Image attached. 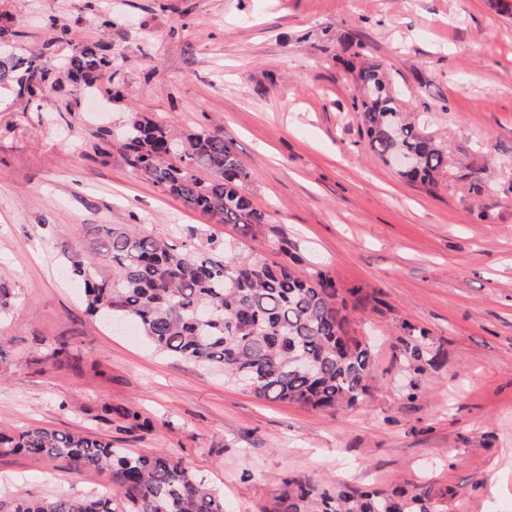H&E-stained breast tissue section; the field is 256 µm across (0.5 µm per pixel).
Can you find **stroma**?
Here are the masks:
<instances>
[{"label": "stroma", "instance_id": "obj_1", "mask_svg": "<svg viewBox=\"0 0 512 512\" xmlns=\"http://www.w3.org/2000/svg\"><path fill=\"white\" fill-rule=\"evenodd\" d=\"M0 20L22 44L64 26L115 60L94 97L66 81L35 106L0 92V431L168 453L226 512H260L304 476L424 487L437 512L512 502V16L489 0H0ZM364 62L387 65L455 160L450 179L409 183L370 150L351 109ZM134 112L222 130L264 231L211 223L129 166L115 130ZM90 224L206 254L230 242L370 298L350 328L372 343V389L340 411L270 402L222 367L105 328L68 276ZM422 331L420 366L401 340ZM111 488L106 471L0 455L5 503Z\"/></svg>", "mask_w": 512, "mask_h": 512}]
</instances>
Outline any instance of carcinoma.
<instances>
[{"mask_svg":"<svg viewBox=\"0 0 512 512\" xmlns=\"http://www.w3.org/2000/svg\"><path fill=\"white\" fill-rule=\"evenodd\" d=\"M49 42L69 47L65 76L91 90L112 71V56L98 41L59 29ZM54 63L42 48L9 45L0 51V89L29 101L54 81ZM358 114L371 151L390 164L408 155L413 166L397 174L428 189L448 170V154L406 118L402 94L375 63L359 69ZM128 164L216 224H237L254 234L268 223L247 194L250 173L220 132L178 133L135 114L122 134ZM205 171L209 178L199 173ZM86 255L73 262L90 313L129 322L158 351L224 368L260 399L311 409L351 408L374 381L369 344L349 335L346 300L332 279L308 276L287 262L266 263L243 254H198L134 224L94 225ZM112 275L92 278L96 262ZM22 452L75 469H107L129 512H224V494L174 457L126 452L87 433L30 427L0 433V453ZM13 512H122L108 494L58 495L19 502ZM261 512H433L432 494L404 499L349 486L329 487L309 477L283 481Z\"/></svg>","mask_w":512,"mask_h":512,"instance_id":"cac0c4a2","label":"carcinoma"}]
</instances>
